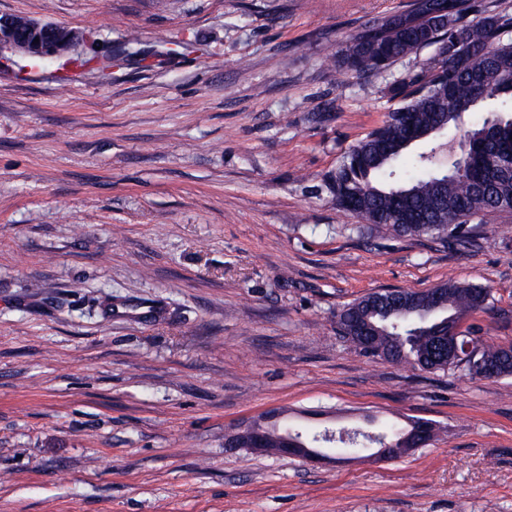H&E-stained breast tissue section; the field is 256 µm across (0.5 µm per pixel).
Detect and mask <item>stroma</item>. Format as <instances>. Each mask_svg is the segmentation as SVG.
<instances>
[{
	"label": "stroma",
	"instance_id": "1",
	"mask_svg": "<svg viewBox=\"0 0 512 512\" xmlns=\"http://www.w3.org/2000/svg\"><path fill=\"white\" fill-rule=\"evenodd\" d=\"M408 2L0 0L85 38L0 53V512H512V377L336 330L357 297L453 280L512 344V215L458 251L359 233L322 186L434 50L382 79L325 61ZM273 409L310 437L440 430L389 461L225 447ZM434 435L435 428L431 426L430 421L412 420L405 430V435L400 439V442L411 438L414 445L423 447L433 441Z\"/></svg>",
	"mask_w": 512,
	"mask_h": 512
}]
</instances>
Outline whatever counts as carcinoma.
I'll list each match as a JSON object with an SVG mask.
<instances>
[{
    "label": "carcinoma",
    "mask_w": 512,
    "mask_h": 512,
    "mask_svg": "<svg viewBox=\"0 0 512 512\" xmlns=\"http://www.w3.org/2000/svg\"><path fill=\"white\" fill-rule=\"evenodd\" d=\"M470 0H417L406 24L385 19L364 23L332 67L383 74L396 61L436 45L431 62L391 87L395 103L382 123L354 145L325 187L336 206L378 233L428 236L443 243H469L471 225L497 214H511L512 179L496 187L475 185L482 165L512 155V113L496 108L512 102V41L500 38L512 28V14L498 4L483 6L477 21ZM484 112L480 123L471 114ZM454 133L475 146L462 167L439 164ZM490 292L479 285L448 281L426 291L370 292L336 313L339 334L366 356L425 372L463 370L473 378L512 375L505 347L473 337L464 358L448 361V349L435 344L447 336V319L465 320L491 310ZM381 332L368 338L363 328Z\"/></svg>",
    "instance_id": "obj_1"
}]
</instances>
